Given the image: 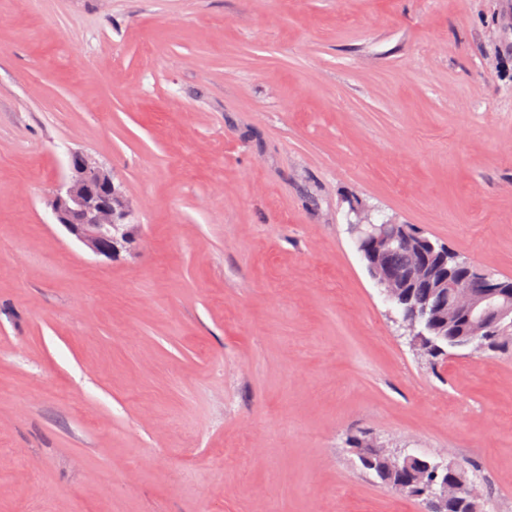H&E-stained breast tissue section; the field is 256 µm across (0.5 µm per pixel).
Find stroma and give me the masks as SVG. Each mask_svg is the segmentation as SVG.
<instances>
[{
  "instance_id": "stroma-1",
  "label": "stroma",
  "mask_w": 512,
  "mask_h": 512,
  "mask_svg": "<svg viewBox=\"0 0 512 512\" xmlns=\"http://www.w3.org/2000/svg\"><path fill=\"white\" fill-rule=\"evenodd\" d=\"M359 209L512 277V0H0V512H423L361 431L512 512V352L418 358ZM69 171L52 204L58 224L94 254L118 255L128 239L118 222L128 217L120 187L107 170L83 153L71 155Z\"/></svg>"
}]
</instances>
